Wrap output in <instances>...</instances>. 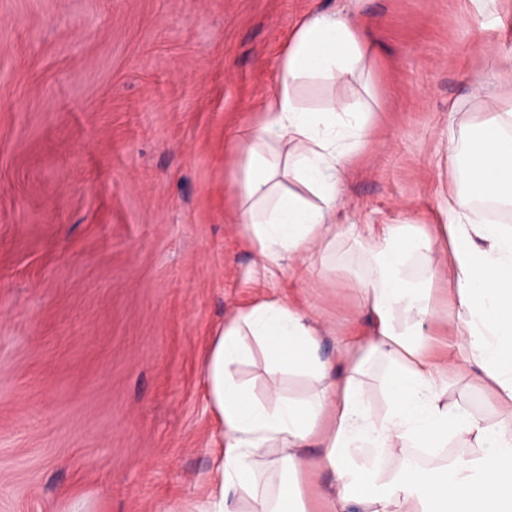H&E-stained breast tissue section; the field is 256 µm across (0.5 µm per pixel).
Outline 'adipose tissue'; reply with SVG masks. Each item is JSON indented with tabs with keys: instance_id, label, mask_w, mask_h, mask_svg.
Returning <instances> with one entry per match:
<instances>
[{
	"instance_id": "ef3b65f1",
	"label": "adipose tissue",
	"mask_w": 512,
	"mask_h": 512,
	"mask_svg": "<svg viewBox=\"0 0 512 512\" xmlns=\"http://www.w3.org/2000/svg\"><path fill=\"white\" fill-rule=\"evenodd\" d=\"M375 53L355 14L314 15L298 22L246 135L237 138L234 219L262 269L281 266L313 243L335 244L343 234L337 201L356 152L370 133L376 100L370 76ZM500 92L491 118L463 154L449 152L448 169L463 190L449 191L438 234L422 224H388L364 253L367 336L343 346L342 362L322 354L325 333L301 305L264 296L215 330L204 362L205 398L219 450L210 490L197 512H512V226L478 221L473 204L490 199L512 207V54L501 55ZM310 82L355 89V99L332 96L306 106ZM447 251L448 268L427 266L411 280V256ZM448 287V313L473 363L496 391L502 422L487 423L448 401V384L427 355L421 327L434 283ZM261 355L266 370L303 375L298 398L269 390L258 398L235 376ZM375 359L392 365L388 410L374 418L364 381ZM451 438L475 442L479 455L436 466L395 463L401 448H436ZM321 455L310 460L307 448ZM280 463L275 492L263 467ZM331 479L306 499L296 478L309 467Z\"/></svg>"
}]
</instances>
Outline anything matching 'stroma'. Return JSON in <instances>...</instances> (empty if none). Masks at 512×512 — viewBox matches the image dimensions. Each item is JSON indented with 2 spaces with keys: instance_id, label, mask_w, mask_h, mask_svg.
Segmentation results:
<instances>
[{
  "instance_id": "stroma-1",
  "label": "stroma",
  "mask_w": 512,
  "mask_h": 512,
  "mask_svg": "<svg viewBox=\"0 0 512 512\" xmlns=\"http://www.w3.org/2000/svg\"><path fill=\"white\" fill-rule=\"evenodd\" d=\"M351 0H0V512H193L217 426L213 331L251 299L301 304L325 357L366 332L362 246L436 224L512 52V0H360L375 134L338 201L344 235L268 274L234 222L232 143L274 88L293 24ZM432 292L447 396L492 423L489 384ZM257 395L302 394L262 361Z\"/></svg>"
}]
</instances>
